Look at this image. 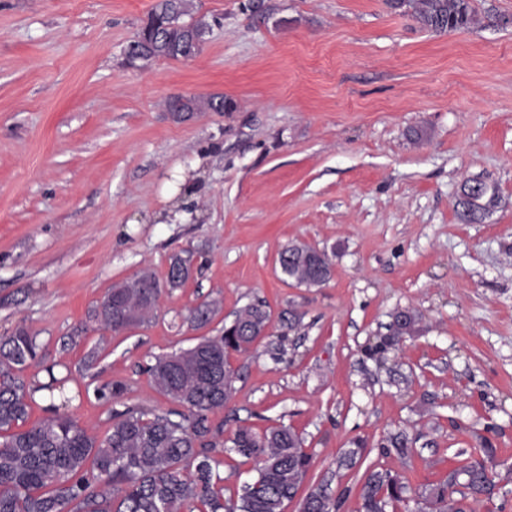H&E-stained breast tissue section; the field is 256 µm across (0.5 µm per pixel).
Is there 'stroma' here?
<instances>
[{
	"label": "stroma",
	"mask_w": 512,
	"mask_h": 512,
	"mask_svg": "<svg viewBox=\"0 0 512 512\" xmlns=\"http://www.w3.org/2000/svg\"><path fill=\"white\" fill-rule=\"evenodd\" d=\"M156 2L0 0V336H36L27 382L68 375L69 413L105 436L114 404L96 388L170 409L152 356L261 301L267 333L232 355L235 394L212 415L221 442L292 427L312 457L299 496L328 485L339 512H358L371 471L418 491L487 446L498 489L477 512H512V0H470L475 24L450 33L388 0H192L211 25L201 53L143 68L125 48ZM177 94L224 109L179 121ZM192 176V219L158 223ZM469 179L498 191L480 224L456 217ZM296 243L328 255L326 284L282 273ZM176 254L193 273L154 320L99 328L114 284L165 280ZM212 299L221 312L192 327L187 309ZM401 310L417 330L374 355ZM397 432L404 459L382 450Z\"/></svg>",
	"instance_id": "35a3bbf8"
}]
</instances>
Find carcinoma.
<instances>
[{
	"label": "carcinoma",
	"mask_w": 512,
	"mask_h": 512,
	"mask_svg": "<svg viewBox=\"0 0 512 512\" xmlns=\"http://www.w3.org/2000/svg\"><path fill=\"white\" fill-rule=\"evenodd\" d=\"M191 0H158L148 15L149 25L138 34L151 37L163 30L170 46L146 53L143 61L194 56L200 48L192 39L205 37L204 24L192 27L181 21ZM406 8L421 26L454 32L475 24L470 0H393ZM498 203L496 188L479 182L478 189L458 201L457 219L480 224ZM318 255L308 246L284 248L288 257L282 272L297 284L310 277L306 261L291 260L295 252ZM190 263L172 259L166 286L183 285L190 271L177 267ZM139 288L115 285L95 310L94 318L105 330L120 332L152 319L162 294L160 282L150 273L138 275ZM217 301H204L188 310L187 321L202 328L219 312ZM416 314L396 315L392 334L384 346L399 343L418 323ZM270 313L262 303H251L235 314L234 327L217 337L203 336L192 347L157 355L146 368L155 388L173 408L156 411L127 406L112 415V425L102 439L88 432L72 416L51 406V415L26 426L32 392L23 371L39 356L37 337L20 327L0 336V512H284L308 473L310 455L289 427L258 433L240 427L232 450L256 462V475L235 497H224V449L217 437L223 428L213 425L210 414L233 398L235 373L230 357L244 353L262 336ZM126 386L120 382L96 389L100 398L117 402ZM397 456L412 453L413 441L403 432L388 437ZM497 473L483 459L470 458L443 482L428 488L426 512H467V497L490 498ZM411 492L409 482L389 470L371 472L361 489L360 512H387ZM339 502L322 486L303 499L302 512H336Z\"/></svg>",
	"instance_id": "1"
}]
</instances>
